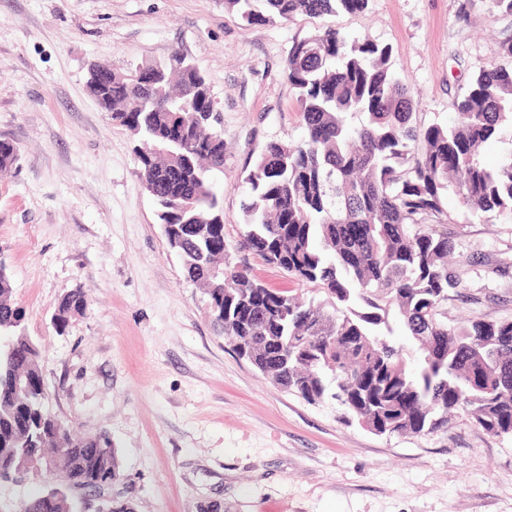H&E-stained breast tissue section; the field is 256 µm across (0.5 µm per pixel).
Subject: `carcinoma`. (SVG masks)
<instances>
[{"mask_svg": "<svg viewBox=\"0 0 512 512\" xmlns=\"http://www.w3.org/2000/svg\"><path fill=\"white\" fill-rule=\"evenodd\" d=\"M368 0H224L249 23L363 11ZM391 48L351 43L331 27L293 42L285 62L303 137L268 142L244 170L240 246L328 295V305L267 288L224 261L216 176L224 173L221 113L201 72L173 52L119 72L92 65L88 90L112 121L138 136L140 181L167 225L168 246L207 296L214 325L276 385L310 404L334 401L378 434L426 435L463 415L512 436V320L448 325L461 286L448 263L444 224L512 217V149L495 167L483 145L512 129V65L479 72L453 106L451 124H424ZM17 148L0 141V170ZM460 213H448V194ZM88 298L62 295L52 315L66 331ZM399 322L417 343L394 340ZM38 348L25 329L0 258V479L50 454L67 484L44 490L23 512H72L71 492H103L120 476L106 434L57 435L44 405Z\"/></svg>", "mask_w": 512, "mask_h": 512, "instance_id": "obj_1", "label": "carcinoma"}]
</instances>
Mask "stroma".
<instances>
[{"label": "stroma", "instance_id": "1", "mask_svg": "<svg viewBox=\"0 0 512 512\" xmlns=\"http://www.w3.org/2000/svg\"><path fill=\"white\" fill-rule=\"evenodd\" d=\"M332 27L392 49L424 122L500 62L512 16L480 0H369L364 11L248 23L224 0H0V254L40 348L45 406L79 435L107 434L135 512H512V437L460 416L428 435H379L333 402L310 404L240 359L206 296L169 249L140 177L139 142L86 88L97 62L125 70L179 52L222 115L224 252L266 286L322 300L312 285L239 250L243 171L303 128L284 61ZM462 284L449 324L512 319V219L448 224ZM90 305L57 333V299ZM56 476L0 482V512Z\"/></svg>", "mask_w": 512, "mask_h": 512}]
</instances>
